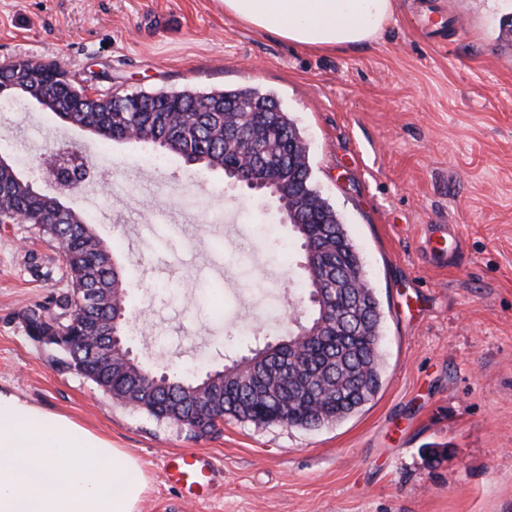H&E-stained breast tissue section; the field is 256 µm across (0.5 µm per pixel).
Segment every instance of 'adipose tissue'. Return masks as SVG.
I'll return each mask as SVG.
<instances>
[{
	"instance_id": "1",
	"label": "adipose tissue",
	"mask_w": 512,
	"mask_h": 512,
	"mask_svg": "<svg viewBox=\"0 0 512 512\" xmlns=\"http://www.w3.org/2000/svg\"><path fill=\"white\" fill-rule=\"evenodd\" d=\"M241 24L316 51L378 40L396 0H223ZM137 458L73 418L0 389V512H140Z\"/></svg>"
}]
</instances>
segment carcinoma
I'll return each instance as SVG.
<instances>
[{"instance_id":"obj_1","label":"carcinoma","mask_w":512,"mask_h":512,"mask_svg":"<svg viewBox=\"0 0 512 512\" xmlns=\"http://www.w3.org/2000/svg\"><path fill=\"white\" fill-rule=\"evenodd\" d=\"M36 72L45 92L54 97L55 114L67 123L96 130L104 142L120 141L128 129H138L144 141L158 148L160 156H178L201 169L225 171L236 155L224 150V112H205L206 104L227 105L241 115L275 106L274 97L254 89L139 92L111 94L98 98L89 112H73L70 93L56 89L52 64L26 61ZM274 123L258 119L260 145L270 160L288 159L308 190L278 198V207L288 214L302 243L312 249L305 257L304 290L317 301H307L304 314L293 322L288 335L276 342L270 359L261 349L250 351L251 372L243 374L228 365L224 376L186 378L182 374H156L154 398L145 410L158 421L176 424L193 434L215 430L224 419L254 425H286L312 428L341 422L357 412L381 386L382 355L380 304L373 288L361 282L359 299L347 295L344 285L356 279L360 257L332 205L314 187L307 152L298 128L287 112L272 113ZM25 223L56 243L63 257L70 288L50 297L45 305L27 309L23 325L27 335L36 336L55 327L69 336V349L61 364L71 368L91 346L81 327L89 312L108 323L115 321L125 335L126 282L121 269L88 218L67 209L59 212L55 196H37L13 163L0 167V215ZM297 358V368L281 370L285 360ZM148 370L140 363L110 361L109 370L94 379L106 395L124 397V406L136 398ZM220 384L223 406L203 425L195 424L197 405L191 388Z\"/></svg>"}]
</instances>
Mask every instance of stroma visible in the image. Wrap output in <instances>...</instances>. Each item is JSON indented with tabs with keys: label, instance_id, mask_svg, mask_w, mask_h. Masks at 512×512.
<instances>
[{
	"label": "stroma",
	"instance_id": "obj_1",
	"mask_svg": "<svg viewBox=\"0 0 512 512\" xmlns=\"http://www.w3.org/2000/svg\"><path fill=\"white\" fill-rule=\"evenodd\" d=\"M62 62L100 94L252 87L304 137L315 184L356 245L382 310V386L319 429L225 421L191 435L117 404L26 335L20 313L66 289L57 245L0 224V388L135 456L141 512H512V0H397L370 45L294 47L221 0H0V64ZM5 152L38 191L39 159L77 148L93 217L128 290L129 345L158 371L222 367L285 335L301 242L267 196L153 144L103 143L18 95ZM456 225L452 238L442 225ZM441 451L428 464L427 451ZM222 475L189 502L166 453Z\"/></svg>",
	"mask_w": 512,
	"mask_h": 512
}]
</instances>
